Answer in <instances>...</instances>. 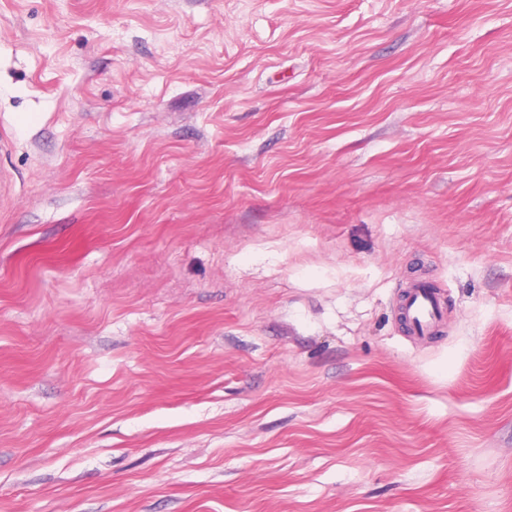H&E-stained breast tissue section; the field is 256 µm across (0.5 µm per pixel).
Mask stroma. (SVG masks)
<instances>
[{
  "label": "stroma",
  "instance_id": "obj_1",
  "mask_svg": "<svg viewBox=\"0 0 512 512\" xmlns=\"http://www.w3.org/2000/svg\"><path fill=\"white\" fill-rule=\"evenodd\" d=\"M0 170V512H512V0H0ZM419 282L407 289L403 304L406 308L407 328L418 336L431 335L443 318V307L436 294Z\"/></svg>",
  "mask_w": 512,
  "mask_h": 512
}]
</instances>
